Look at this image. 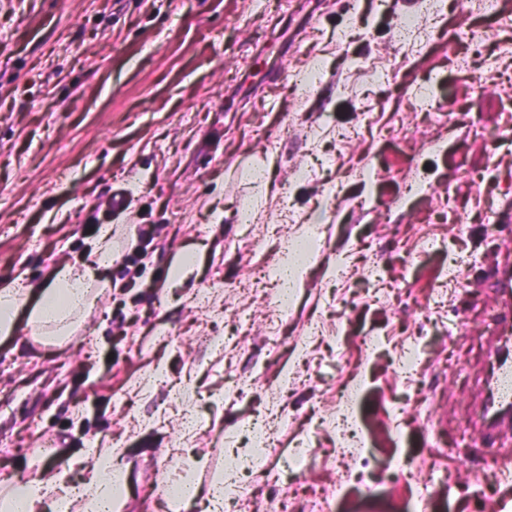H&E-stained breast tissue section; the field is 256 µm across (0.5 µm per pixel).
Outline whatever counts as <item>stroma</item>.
Returning a JSON list of instances; mask_svg holds the SVG:
<instances>
[{
	"label": "stroma",
	"instance_id": "1",
	"mask_svg": "<svg viewBox=\"0 0 512 512\" xmlns=\"http://www.w3.org/2000/svg\"><path fill=\"white\" fill-rule=\"evenodd\" d=\"M377 2L351 18L345 0H0V287L38 294L102 224L118 255L107 277L144 284L105 289L60 343L22 319L0 335V476L76 483L89 444L115 445L121 512H167L138 489L183 474V390L205 422L190 440L202 484L279 428L241 512H263L293 471L339 475L325 512H484L512 479V428H480L493 274L512 236V146L489 141L512 136V0H447L434 16L421 0ZM315 64L314 87H295ZM262 166L270 186L240 223ZM292 214L315 222L318 256L283 312L271 273ZM185 254L197 268L172 283ZM246 374L256 383L225 396ZM348 386L353 437L336 425Z\"/></svg>",
	"mask_w": 512,
	"mask_h": 512
}]
</instances>
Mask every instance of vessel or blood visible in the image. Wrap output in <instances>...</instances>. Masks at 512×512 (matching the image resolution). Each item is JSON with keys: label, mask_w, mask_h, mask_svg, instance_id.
<instances>
[{"label": "vessel or blood", "mask_w": 512, "mask_h": 512, "mask_svg": "<svg viewBox=\"0 0 512 512\" xmlns=\"http://www.w3.org/2000/svg\"><path fill=\"white\" fill-rule=\"evenodd\" d=\"M497 305L503 320L487 353L481 421L490 436L512 426V258L495 275Z\"/></svg>", "instance_id": "vessel-or-blood-1"}]
</instances>
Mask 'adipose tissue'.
<instances>
[{"mask_svg":"<svg viewBox=\"0 0 512 512\" xmlns=\"http://www.w3.org/2000/svg\"><path fill=\"white\" fill-rule=\"evenodd\" d=\"M112 231L102 228L92 245L88 259L52 270L37 303H30L29 291L22 283L0 289V335L8 336L16 328L19 314H26L31 335L51 343L67 336L79 314L93 310L109 282L101 271L115 260ZM313 233L301 234L288 243V257L275 271V278L286 287H297L313 262ZM189 472L179 480L171 498L178 503L199 502L204 512H220L224 505V476L215 474L207 488L193 480V472L205 469L204 459L191 449L180 456ZM123 478L111 457L97 459L89 466L80 486L66 485L62 476H41L26 482L5 477L0 485L7 492L0 497V512H71L81 502L82 512H117V487Z\"/></svg>","mask_w":512,"mask_h":512,"instance_id":"1","label":"adipose tissue"}]
</instances>
